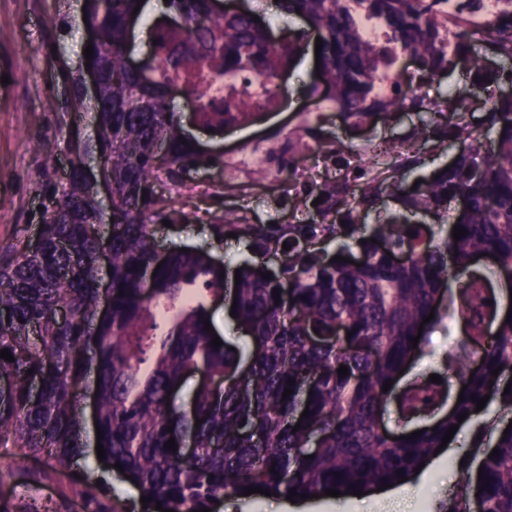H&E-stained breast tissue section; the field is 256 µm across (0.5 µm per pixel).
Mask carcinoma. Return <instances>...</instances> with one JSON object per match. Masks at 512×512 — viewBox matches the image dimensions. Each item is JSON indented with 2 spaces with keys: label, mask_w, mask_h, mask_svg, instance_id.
<instances>
[{
  "label": "carcinoma",
  "mask_w": 512,
  "mask_h": 512,
  "mask_svg": "<svg viewBox=\"0 0 512 512\" xmlns=\"http://www.w3.org/2000/svg\"><path fill=\"white\" fill-rule=\"evenodd\" d=\"M278 2L287 14L299 12L322 39L320 80L347 124L359 128L404 104L398 96H373L382 51L363 37L347 0ZM361 2L424 76L470 62L475 82L508 81L484 57L512 60L509 8L487 36L478 37L465 18L445 21L433 13V0ZM137 5L139 0H85L84 16L94 31L91 60L101 70L103 90L89 105L79 94L75 99L77 110L94 114L95 135L82 142L69 177L55 186L56 207L45 213L39 247L31 251L23 241L0 253V350L14 358H0L6 381L0 387V448L69 467L83 451L77 395L84 386L94 392L103 462L121 464L149 507L200 512L253 487L280 497L291 490L323 496L327 489L349 497L412 478L436 457L451 426L461 429L488 413L486 407L475 411L472 402L487 394L501 412L483 425L480 451L457 470L453 512H471L473 502L479 512H512V389L504 392V375L512 370V94L487 102L477 125L457 109L455 97L433 113L416 140L435 147L448 141L456 157L448 170L422 177L413 190L403 187L398 167L386 166L366 172L358 188L348 178L314 183L311 196L322 198L314 206L320 222L299 234L295 224L278 230L225 225L250 237L253 253L271 255L279 266L266 280L265 268L242 258L235 285L201 250L174 248L156 259L155 223L169 219V212L155 180L180 185L186 171L221 168L224 158L195 146L167 95L168 69L192 74L200 56L162 59L161 75L153 77L139 64L126 67ZM169 10L202 48L224 39L227 74L254 69L271 81L282 62L297 61L308 36L274 44L252 15L220 12L214 0H169ZM446 23L455 28V58L438 42ZM358 155H396L408 165H425L405 142L366 140ZM90 174L112 186L109 208L99 205ZM384 193L400 197L408 212L440 220L453 200H466L468 208L452 218L442 238L430 224L392 215L358 237L350 263L315 248L321 238L355 236V214L373 209ZM455 225L466 230L457 241ZM284 243L290 250L282 249ZM104 252L109 275L100 264ZM396 253L407 260L393 262ZM479 255L492 257L493 267L477 265ZM228 290L236 298V320L250 336L245 347L228 341L214 347V334L204 325L211 304ZM61 308L65 320L58 316ZM431 313L434 318L423 323ZM446 320L459 333L442 356L441 382L418 389L402 382L400 372L424 356L429 333ZM342 365L346 376L338 375ZM498 367L501 372L492 375ZM195 370L217 385L197 386L185 409L176 392ZM451 378L464 390L461 401L450 397ZM386 383L391 388L385 392ZM286 388L293 393L284 399ZM391 395L398 431L378 423ZM417 430L423 434L409 437ZM172 437L194 445L193 460L166 447Z\"/></svg>",
  "instance_id": "obj_1"
}]
</instances>
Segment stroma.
I'll return each mask as SVG.
<instances>
[{"mask_svg": "<svg viewBox=\"0 0 512 512\" xmlns=\"http://www.w3.org/2000/svg\"><path fill=\"white\" fill-rule=\"evenodd\" d=\"M84 0H0V251L31 238L51 205V193L70 167L77 141L93 135L90 119L73 123L72 81L82 73L84 46L90 32L83 21ZM426 109L406 108L384 112L359 132L348 130L338 113L323 115L324 150L354 153L363 139L404 141L421 123ZM304 116L297 108L273 113L268 120L227 133L223 141L203 133L195 138L200 148L225 153L242 140L274 143L289 130H301ZM310 179L298 171L293 183L264 185L256 171H249L247 189L225 179L221 170L193 175L173 192L174 214L170 227L157 235L161 249L183 245L207 250L221 263L249 255L251 240L245 234H224V222L239 226L284 224L291 214H304L302 188ZM83 456L68 470L54 468L43 456L0 452V500L9 507L35 506L39 512H130L131 503L114 483H98L101 467L95 449L91 412H84ZM477 423L461 430L456 442L435 458L404 487L396 507L357 497H331L324 512H445L453 500L458 465L469 451Z\"/></svg>", "mask_w": 512, "mask_h": 512, "instance_id": "stroma-1", "label": "stroma"}]
</instances>
